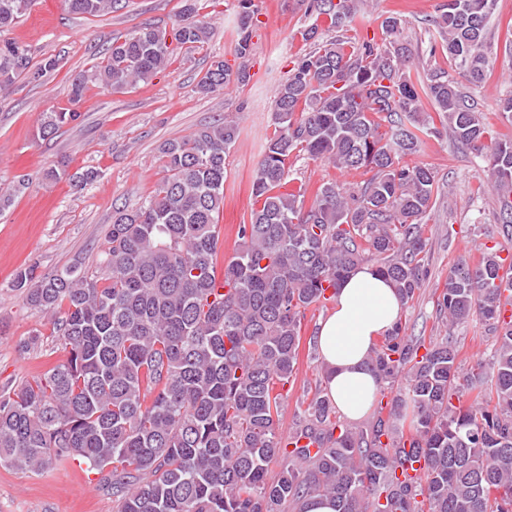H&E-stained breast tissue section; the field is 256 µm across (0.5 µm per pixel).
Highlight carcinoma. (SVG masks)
<instances>
[{
  "instance_id": "cac0c4a2",
  "label": "carcinoma",
  "mask_w": 512,
  "mask_h": 512,
  "mask_svg": "<svg viewBox=\"0 0 512 512\" xmlns=\"http://www.w3.org/2000/svg\"><path fill=\"white\" fill-rule=\"evenodd\" d=\"M76 15L111 13L118 0H63ZM197 0H184L172 39L144 26L115 42L103 65L79 74L71 101L94 80L120 90L163 70L181 45L205 43ZM235 53L252 50L253 0H237ZM33 0H0V30ZM358 0H308V12L341 33ZM496 0H443L430 52L459 77L483 82L485 35ZM381 49L349 37L321 39L295 59L273 100L275 133L257 162L260 206L239 225L232 256L218 267L233 120L160 146L168 172L136 208L112 212L98 274L74 264L54 274L17 272L12 287L54 323L68 358L31 382L0 391V462L22 471L79 461L112 487L119 512H284L313 495L336 512H512V320L502 316L506 267L485 248L448 271L437 300L441 340L408 334L401 322L376 343L378 380L365 427L336 417L318 390L292 431L280 411L296 375L307 311L334 299L358 266L371 264L413 301L425 280L422 218L435 175L408 158L449 135L479 154L512 236V136L489 128L479 103L438 70L411 76L402 26L382 21ZM58 59L31 64L26 49L0 45V89L38 82ZM251 79L215 60L197 84L208 96ZM430 103L433 111L425 109ZM73 112L42 113L53 136ZM306 155L342 170L366 169L361 184L326 182L313 196L292 186L288 159ZM479 318L493 333L490 358L463 371L455 328ZM279 466L274 480L269 467Z\"/></svg>"
}]
</instances>
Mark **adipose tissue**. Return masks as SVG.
Listing matches in <instances>:
<instances>
[{
  "mask_svg": "<svg viewBox=\"0 0 512 512\" xmlns=\"http://www.w3.org/2000/svg\"><path fill=\"white\" fill-rule=\"evenodd\" d=\"M402 304L392 285L370 265L341 283L332 314L320 325L317 344L328 368V393L350 419L365 416L377 392L367 358L376 340L400 319Z\"/></svg>",
  "mask_w": 512,
  "mask_h": 512,
  "instance_id": "ef3b65f1",
  "label": "adipose tissue"
}]
</instances>
